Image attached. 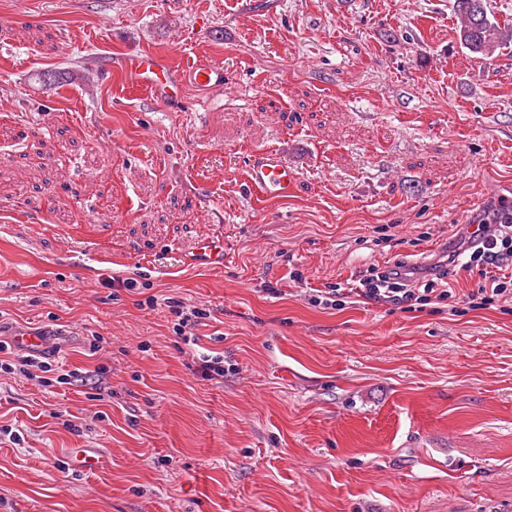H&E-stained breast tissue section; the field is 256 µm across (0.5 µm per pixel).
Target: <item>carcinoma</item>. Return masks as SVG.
<instances>
[{
  "label": "carcinoma",
  "mask_w": 512,
  "mask_h": 512,
  "mask_svg": "<svg viewBox=\"0 0 512 512\" xmlns=\"http://www.w3.org/2000/svg\"><path fill=\"white\" fill-rule=\"evenodd\" d=\"M459 44L471 54L489 58L512 46V21H500L487 0H453Z\"/></svg>",
  "instance_id": "cac0c4a2"
}]
</instances>
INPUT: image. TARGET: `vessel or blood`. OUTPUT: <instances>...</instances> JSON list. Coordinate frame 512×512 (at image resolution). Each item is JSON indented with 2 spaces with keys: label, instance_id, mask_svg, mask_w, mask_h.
Returning <instances> with one entry per match:
<instances>
[{
  "label": "vessel or blood",
  "instance_id": "vessel-or-blood-1",
  "mask_svg": "<svg viewBox=\"0 0 512 512\" xmlns=\"http://www.w3.org/2000/svg\"><path fill=\"white\" fill-rule=\"evenodd\" d=\"M123 67L132 83L148 92L156 101L166 103L178 99L184 79L215 89L224 85V70L192 52L178 55L176 61L144 52L125 57ZM297 175L287 163L270 150L253 154L247 169L248 185L269 198H285L296 186ZM198 262L220 265L224 262V246L212 239H202L195 253Z\"/></svg>",
  "mask_w": 512,
  "mask_h": 512
}]
</instances>
